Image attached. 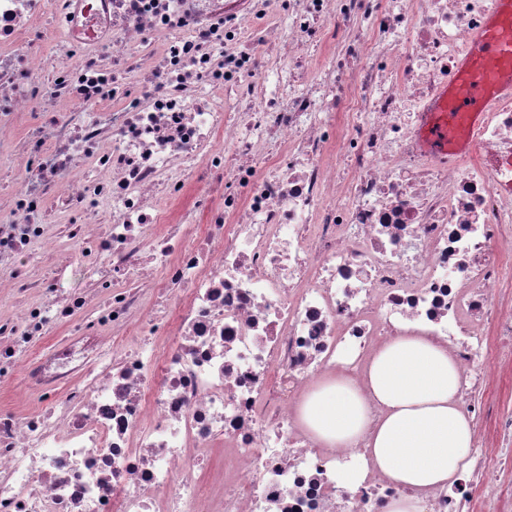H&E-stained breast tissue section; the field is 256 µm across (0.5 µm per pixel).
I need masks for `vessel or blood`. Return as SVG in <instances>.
<instances>
[{"mask_svg":"<svg viewBox=\"0 0 512 512\" xmlns=\"http://www.w3.org/2000/svg\"><path fill=\"white\" fill-rule=\"evenodd\" d=\"M512 60V0H498L495 13L475 34L469 51L460 61L455 85L460 93L456 104L479 122L487 100L495 95L512 96V77H490V66ZM441 107L430 103L423 114L418 142L435 156L448 153V126L440 120Z\"/></svg>","mask_w":512,"mask_h":512,"instance_id":"vessel-or-blood-1","label":"vessel or blood"}]
</instances>
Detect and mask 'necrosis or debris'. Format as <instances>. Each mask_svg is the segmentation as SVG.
<instances>
[{
    "instance_id": "necrosis-or-debris-1",
    "label": "necrosis or debris",
    "mask_w": 512,
    "mask_h": 512,
    "mask_svg": "<svg viewBox=\"0 0 512 512\" xmlns=\"http://www.w3.org/2000/svg\"><path fill=\"white\" fill-rule=\"evenodd\" d=\"M497 0H0V512H381L399 487L338 475L297 408L363 380L390 337L447 347L478 433L422 512H512L492 466L512 413V97L417 145ZM64 219L71 267L53 216ZM49 264L91 287L50 298ZM65 348L22 352L75 319ZM440 114L441 104L436 101L425 108L418 137L420 147L434 156L448 155V126L439 120ZM13 388L0 389V410L22 409L36 410L41 407V400L36 396H27L18 400L12 391Z\"/></svg>"
}]
</instances>
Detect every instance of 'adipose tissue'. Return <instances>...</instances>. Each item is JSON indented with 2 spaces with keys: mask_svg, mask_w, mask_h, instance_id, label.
<instances>
[{
  "mask_svg": "<svg viewBox=\"0 0 512 512\" xmlns=\"http://www.w3.org/2000/svg\"><path fill=\"white\" fill-rule=\"evenodd\" d=\"M465 384L447 348L398 336L373 355L364 382L341 371L316 380L297 419L324 446L364 442L363 468L343 475L346 486L378 472L406 490L384 512H420V492L456 483L473 448V419L458 400Z\"/></svg>",
  "mask_w": 512,
  "mask_h": 512,
  "instance_id": "obj_1",
  "label": "adipose tissue"
}]
</instances>
